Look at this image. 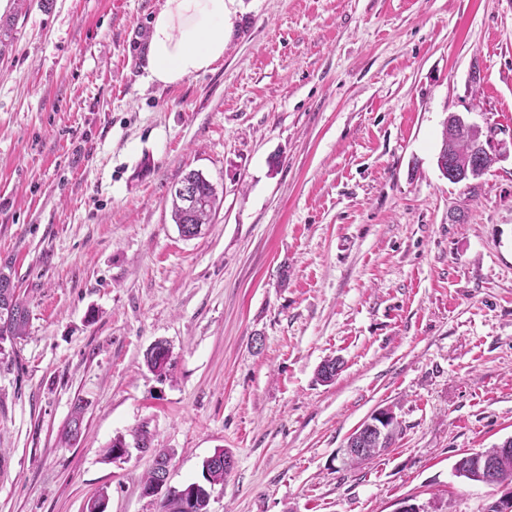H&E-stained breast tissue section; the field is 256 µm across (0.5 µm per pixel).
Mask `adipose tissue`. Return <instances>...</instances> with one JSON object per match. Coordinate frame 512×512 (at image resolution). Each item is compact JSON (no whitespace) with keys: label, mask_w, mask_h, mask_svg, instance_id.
<instances>
[{"label":"adipose tissue","mask_w":512,"mask_h":512,"mask_svg":"<svg viewBox=\"0 0 512 512\" xmlns=\"http://www.w3.org/2000/svg\"><path fill=\"white\" fill-rule=\"evenodd\" d=\"M227 0H163L150 23L146 71L172 85L205 74L224 58Z\"/></svg>","instance_id":"ef3b65f1"}]
</instances>
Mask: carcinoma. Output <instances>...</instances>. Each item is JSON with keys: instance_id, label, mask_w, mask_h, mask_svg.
<instances>
[{"instance_id": "carcinoma-1", "label": "carcinoma", "mask_w": 512, "mask_h": 512, "mask_svg": "<svg viewBox=\"0 0 512 512\" xmlns=\"http://www.w3.org/2000/svg\"><path fill=\"white\" fill-rule=\"evenodd\" d=\"M15 16L0 18V53L13 39ZM488 144L482 129L473 125L466 126L453 116L443 122L441 147L437 162L454 163L456 176L459 180H470L481 177L490 164L473 166L470 161L485 153ZM183 179L193 182L199 196V205L186 207L175 189H170L172 219L179 232L186 234L191 229L212 221L217 199L214 185L202 173L191 170ZM9 292L10 311L7 317H0V336H9L16 340L23 336L29 321L28 309L16 292V286L10 276L0 272V295ZM147 368L159 377L167 375L172 367V352L167 343L158 341L146 352L144 357ZM84 405L78 401L74 404L67 426L63 429L65 439H77L82 432ZM224 454L220 450L203 461V481L193 482L187 486L168 488L159 502V512H210L211 490L216 485L224 484L231 470L224 468Z\"/></svg>"}]
</instances>
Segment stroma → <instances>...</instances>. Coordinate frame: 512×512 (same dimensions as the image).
I'll list each match as a JSON object with an SVG mask.
<instances>
[{
	"label": "stroma",
	"mask_w": 512,
	"mask_h": 512,
	"mask_svg": "<svg viewBox=\"0 0 512 512\" xmlns=\"http://www.w3.org/2000/svg\"><path fill=\"white\" fill-rule=\"evenodd\" d=\"M160 3L0 0V270L29 311L0 361V512H158L155 452L180 488L218 449L210 512H484L454 466L512 436V0H230L223 61L167 86ZM452 113L496 131L479 179L437 168ZM191 170L220 204L187 239ZM381 407L394 443L345 465ZM192 181L199 196V205L186 207L182 204L180 196L175 191V186L183 181ZM177 191L183 196L185 202L194 198V188L191 183L183 182L177 185ZM171 212L172 219L177 224L181 234L191 233V229L198 228L202 224H209L215 212L217 199L214 185L199 171L187 172L176 184L171 186ZM147 368L159 377L167 376L172 367V352L166 342L154 343L144 357Z\"/></svg>",
	"instance_id": "stroma-1"
}]
</instances>
